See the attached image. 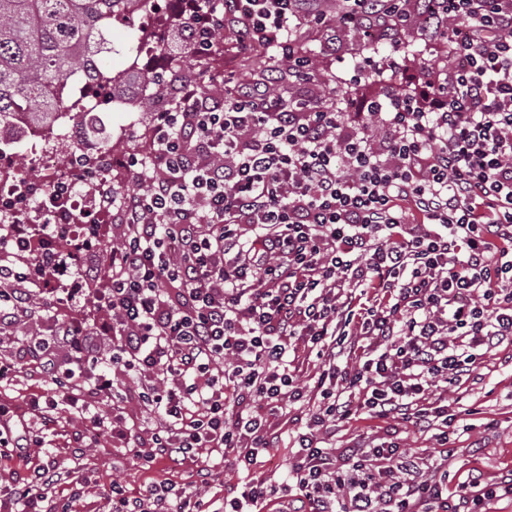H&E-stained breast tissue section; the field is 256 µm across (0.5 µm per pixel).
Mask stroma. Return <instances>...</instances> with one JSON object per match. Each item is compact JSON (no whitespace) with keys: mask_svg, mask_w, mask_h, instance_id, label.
I'll return each instance as SVG.
<instances>
[{"mask_svg":"<svg viewBox=\"0 0 512 512\" xmlns=\"http://www.w3.org/2000/svg\"><path fill=\"white\" fill-rule=\"evenodd\" d=\"M314 6L332 20L323 29L303 28L301 37L307 46L315 49L318 75L307 84L308 94L320 97L325 86L335 87L339 104H346L350 94L348 81L353 66L359 58L383 60L389 53L388 41L369 42L353 32L339 27L336 18L341 10V0H314ZM410 59L404 76L405 84L416 83L423 71H439L445 51L431 38L416 34L407 35L401 47ZM270 54L256 52L249 58L236 56L232 42H224L221 54L204 61L188 62L186 67L171 63L169 54L159 52L143 60L145 70L165 73L171 89H178L182 69H190L199 79L202 90L214 100L224 98V77L235 74L246 81L259 76L274 65ZM155 121L151 112H111L109 126L112 130V152L121 160L140 150L144 136ZM446 395L451 408L458 410L459 428L456 452L448 460L450 474L467 477L479 474L483 483H500L512 477V342L500 345L483 359L477 373L448 384ZM282 434L279 446L273 449L268 462L254 466L257 474L274 476L283 480L295 453L294 444L299 432L305 431L304 420L293 414H283L279 419ZM161 477V470L146 473L141 460L122 448H89L83 456V466L78 476L91 491L100 492L120 482L135 491L147 476Z\"/></svg>","mask_w":512,"mask_h":512,"instance_id":"obj_1","label":"stroma"}]
</instances>
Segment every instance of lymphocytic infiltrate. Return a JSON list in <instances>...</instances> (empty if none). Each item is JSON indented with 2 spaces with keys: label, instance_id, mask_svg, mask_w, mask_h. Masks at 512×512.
<instances>
[{
  "label": "lymphocytic infiltrate",
  "instance_id": "1",
  "mask_svg": "<svg viewBox=\"0 0 512 512\" xmlns=\"http://www.w3.org/2000/svg\"><path fill=\"white\" fill-rule=\"evenodd\" d=\"M389 2L345 0L339 23L395 51L412 29L446 34V64L408 88L395 81L407 62L375 80L362 58L359 112L280 94L285 79L312 80L298 29L328 23L303 0H211L190 17L201 51L216 49L219 23L240 53L273 51L288 72L234 85L221 103L184 75L156 115L151 154L126 163L132 179L152 168L148 191L93 187L117 220L103 287H64L66 254L39 242L95 223L69 208L75 184L27 179L0 199V330L48 322L0 353L1 382L48 390L23 408L0 401L1 460H29L64 409L91 447L121 442L147 469L201 448L248 467L278 443L272 416L304 402L287 483L226 484L221 512H274L283 499L291 512H487L512 500V481L449 486L455 417L428 398L512 341V0H448L444 14L412 0L400 15ZM130 401L156 414L151 439L123 424ZM360 412L433 434L438 455L407 452L388 429L330 445V425ZM85 495L47 469L0 486V512H68ZM106 497L112 512L213 509L170 479L137 497L116 482Z\"/></svg>",
  "mask_w": 512,
  "mask_h": 512
}]
</instances>
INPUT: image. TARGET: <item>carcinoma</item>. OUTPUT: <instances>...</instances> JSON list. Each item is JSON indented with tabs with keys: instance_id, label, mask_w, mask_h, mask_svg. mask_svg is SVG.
I'll return each mask as SVG.
<instances>
[{
	"instance_id": "carcinoma-1",
	"label": "carcinoma",
	"mask_w": 512,
	"mask_h": 512,
	"mask_svg": "<svg viewBox=\"0 0 512 512\" xmlns=\"http://www.w3.org/2000/svg\"><path fill=\"white\" fill-rule=\"evenodd\" d=\"M140 0H0V124L24 107L36 122L50 120L56 103L48 91L64 84L76 72L91 85L117 91L131 81L144 93L138 100L142 112H151L168 95L169 86L159 74L133 66L113 72L106 61L95 60L94 35L112 33V22L123 21L138 35L142 16Z\"/></svg>"
}]
</instances>
